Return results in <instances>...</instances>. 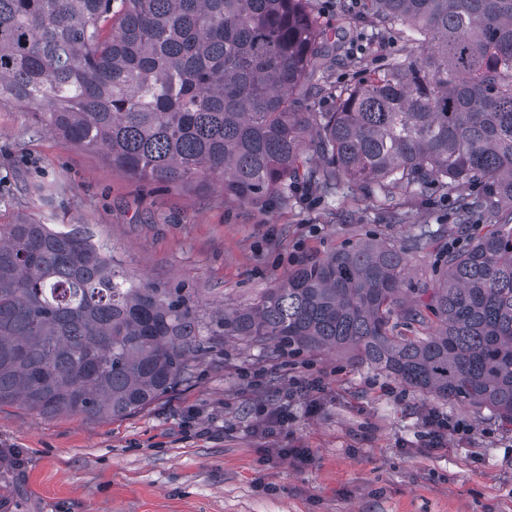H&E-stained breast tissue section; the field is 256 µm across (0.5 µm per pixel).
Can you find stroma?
I'll use <instances>...</instances> for the list:
<instances>
[{
  "label": "stroma",
  "instance_id": "obj_1",
  "mask_svg": "<svg viewBox=\"0 0 512 512\" xmlns=\"http://www.w3.org/2000/svg\"><path fill=\"white\" fill-rule=\"evenodd\" d=\"M337 19L322 18L337 50L314 74L331 89L371 61ZM395 204L399 224L352 182L254 205L216 184L138 181L24 107L0 108V224L79 230L128 275L208 312L249 306L300 263L365 237L424 234L409 279L431 284L447 247L487 229L457 231L449 197ZM191 365L190 381L116 419L0 405V512H512V426L488 410L434 401L338 352L272 359L227 339ZM311 380L319 388L301 390ZM282 406L287 426L264 435L259 410ZM432 412L465 432L428 447ZM268 448L308 456L267 460Z\"/></svg>",
  "mask_w": 512,
  "mask_h": 512
}]
</instances>
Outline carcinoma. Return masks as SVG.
<instances>
[{"label": "carcinoma", "mask_w": 512, "mask_h": 512, "mask_svg": "<svg viewBox=\"0 0 512 512\" xmlns=\"http://www.w3.org/2000/svg\"><path fill=\"white\" fill-rule=\"evenodd\" d=\"M312 2L0 0V108L25 106L138 179L250 202L344 179L384 205L451 193L458 229H491L447 250L431 288L403 287L426 238H366L213 320L81 232L0 224V405L127 416L222 336L346 351L512 425V0H364L344 22L417 53L379 58L326 112L301 98L328 41Z\"/></svg>", "instance_id": "carcinoma-1"}]
</instances>
